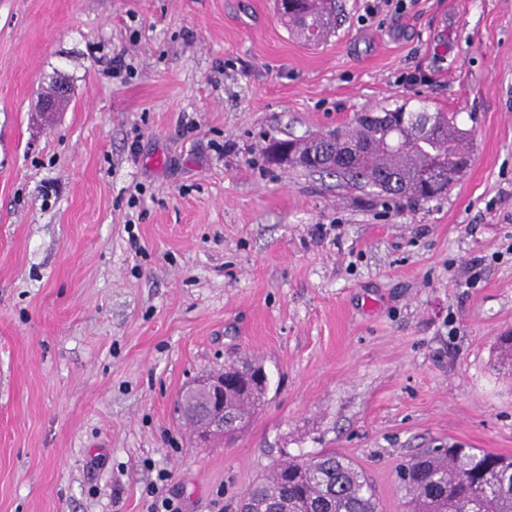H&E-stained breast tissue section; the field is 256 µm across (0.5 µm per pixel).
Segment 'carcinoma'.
Returning <instances> with one entry per match:
<instances>
[{
	"instance_id": "1",
	"label": "carcinoma",
	"mask_w": 512,
	"mask_h": 512,
	"mask_svg": "<svg viewBox=\"0 0 512 512\" xmlns=\"http://www.w3.org/2000/svg\"><path fill=\"white\" fill-rule=\"evenodd\" d=\"M336 0H289L279 10L282 23L309 43L323 40L337 23ZM406 106L385 112V122L358 114L347 130L355 140L348 153L341 136L336 143L288 140L296 154L322 151L327 163L313 171L342 177L355 185L376 188L395 197L430 200L447 189H426L420 171L438 166L453 183L465 163L464 140L456 116L433 113L436 135L420 136L401 117ZM262 399L252 391L228 392L224 419L238 432L249 422L250 410ZM183 419L195 426L210 412L203 386L187 389L178 402ZM406 491V512H512V457L477 448H428L397 471ZM247 512H382L379 497L364 470L334 451L289 458L271 467L243 495Z\"/></svg>"
}]
</instances>
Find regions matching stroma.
Instances as JSON below:
<instances>
[{
  "instance_id": "1",
  "label": "stroma",
  "mask_w": 512,
  "mask_h": 512,
  "mask_svg": "<svg viewBox=\"0 0 512 512\" xmlns=\"http://www.w3.org/2000/svg\"><path fill=\"white\" fill-rule=\"evenodd\" d=\"M338 3L310 45L274 0H0V512H232L321 451L402 512L419 449L512 456V0ZM403 104L470 133L437 199L265 155ZM244 357L197 445L179 394ZM228 381L224 380V371L212 375L197 385L187 389L178 402L183 419L194 427L210 412L211 400L205 387L210 390L216 400L213 410L202 426L198 427V437L202 442L224 437V419L235 431L225 435V440L232 439L249 422L250 410L261 404V397H256L251 390L240 392L229 390L227 396V412L224 414V395ZM204 386V387H203Z\"/></svg>"
}]
</instances>
